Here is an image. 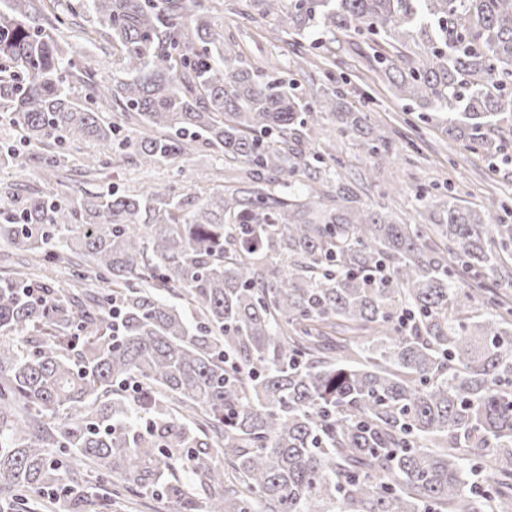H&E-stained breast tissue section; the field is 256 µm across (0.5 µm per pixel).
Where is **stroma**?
Wrapping results in <instances>:
<instances>
[{
	"label": "stroma",
	"instance_id": "1",
	"mask_svg": "<svg viewBox=\"0 0 512 512\" xmlns=\"http://www.w3.org/2000/svg\"><path fill=\"white\" fill-rule=\"evenodd\" d=\"M201 3L223 32L225 43L233 45L249 63L262 68L273 63L284 79L341 90L348 103L366 107L374 135L404 143L394 164L373 174L368 170L369 156L362 140L340 134L335 118L324 120L318 141L339 145L341 169L348 181L357 185L365 203L388 204L403 216L420 206L416 189L448 187L467 206L495 213L504 204L512 210V166H491L483 154L470 152L450 140L443 131V113H433L428 120L419 119L385 78L366 70L368 49L358 39L316 32V39L329 41L335 61L326 64L316 55L311 65L303 67L281 25L245 7L244 0ZM6 141L17 143L25 174L19 178L13 169H0V187H12L22 195L43 189L51 180L50 172L40 162L46 146L18 143L13 127L1 121L0 143ZM92 156L107 160V167L86 172L85 165ZM217 163L216 154L198 151L178 164L162 162L145 171L122 158L116 146L83 144L69 152V194L91 196L112 188L125 192L144 180L161 192L174 185L192 192H208L220 185L215 174Z\"/></svg>",
	"mask_w": 512,
	"mask_h": 512
}]
</instances>
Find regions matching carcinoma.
<instances>
[{
  "label": "carcinoma",
  "mask_w": 512,
  "mask_h": 512,
  "mask_svg": "<svg viewBox=\"0 0 512 512\" xmlns=\"http://www.w3.org/2000/svg\"><path fill=\"white\" fill-rule=\"evenodd\" d=\"M55 2L0 0V120L55 147L45 169L124 130L145 169L207 147L242 175L206 194L47 188L0 220L27 255L0 272L4 508L61 488L63 448L118 476L113 498L149 491L174 512H512V306L465 281L512 280L494 248L512 224L452 195L410 220L369 207L315 149L321 120L362 135L367 114L248 63L198 0ZM256 2L300 59L317 27L371 40L401 98L509 159L512 0ZM84 15L112 46L105 92L64 37ZM367 153L396 159L387 140ZM2 166L24 169L10 146ZM62 265L110 287L87 301L37 274ZM76 487L58 507H82Z\"/></svg>",
  "instance_id": "cac0c4a2"
}]
</instances>
